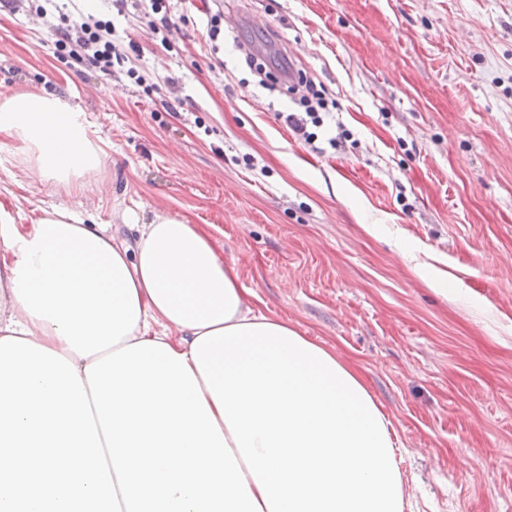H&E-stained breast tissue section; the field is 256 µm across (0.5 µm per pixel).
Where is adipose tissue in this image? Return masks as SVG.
I'll list each match as a JSON object with an SVG mask.
<instances>
[{
	"label": "adipose tissue",
	"mask_w": 512,
	"mask_h": 512,
	"mask_svg": "<svg viewBox=\"0 0 512 512\" xmlns=\"http://www.w3.org/2000/svg\"><path fill=\"white\" fill-rule=\"evenodd\" d=\"M34 183L105 153L67 99L0 100ZM135 249L62 204L0 208V512H402L392 426L352 365L257 312L155 211Z\"/></svg>",
	"instance_id": "1"
}]
</instances>
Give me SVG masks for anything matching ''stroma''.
Returning a JSON list of instances; mask_svg holds the SVG:
<instances>
[{
    "mask_svg": "<svg viewBox=\"0 0 512 512\" xmlns=\"http://www.w3.org/2000/svg\"><path fill=\"white\" fill-rule=\"evenodd\" d=\"M80 7L137 42L153 89L64 67L34 8H0V90L64 96L107 154L94 188L30 184L0 134L15 223L64 204L129 247L126 214L202 225L256 310L355 365L392 423L403 512H512V0H168L164 38L144 12ZM290 67L338 104L312 145L282 118Z\"/></svg>",
    "mask_w": 512,
    "mask_h": 512,
    "instance_id": "stroma-1",
    "label": "stroma"
}]
</instances>
